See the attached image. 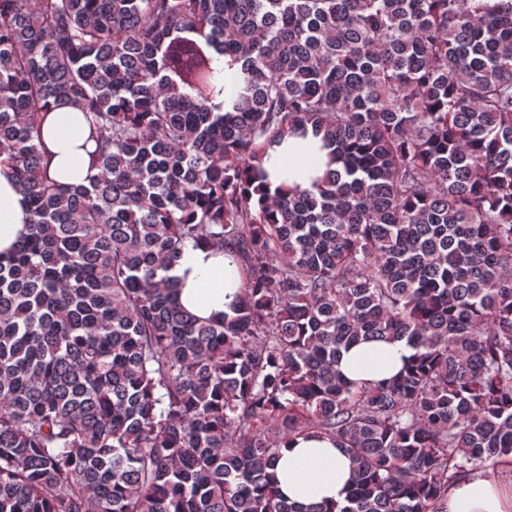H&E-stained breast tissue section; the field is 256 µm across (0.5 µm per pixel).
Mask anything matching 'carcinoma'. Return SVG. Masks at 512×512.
Returning a JSON list of instances; mask_svg holds the SVG:
<instances>
[{"mask_svg": "<svg viewBox=\"0 0 512 512\" xmlns=\"http://www.w3.org/2000/svg\"><path fill=\"white\" fill-rule=\"evenodd\" d=\"M61 104L84 185L49 175ZM309 134L323 175L270 191L268 149ZM0 164L29 204L0 512H447L512 466V0H0ZM199 241L243 272L218 320L169 276ZM403 340L390 381L338 369ZM310 434L353 464L342 504L279 492ZM82 114L69 106L49 112L43 121V143L50 157L49 175L63 185L84 184L90 171L89 152L95 149Z\"/></svg>", "mask_w": 512, "mask_h": 512, "instance_id": "1", "label": "carcinoma"}]
</instances>
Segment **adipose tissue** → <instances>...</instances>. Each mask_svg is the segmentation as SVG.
<instances>
[{
    "instance_id": "ef3b65f1",
    "label": "adipose tissue",
    "mask_w": 512,
    "mask_h": 512,
    "mask_svg": "<svg viewBox=\"0 0 512 512\" xmlns=\"http://www.w3.org/2000/svg\"><path fill=\"white\" fill-rule=\"evenodd\" d=\"M90 134L82 114L64 106L43 121V143L50 157L49 175L64 185L84 183L90 176ZM318 139L288 137L271 150L264 167L272 183L310 186L318 175ZM27 204L12 170L0 165V254H9L25 228ZM170 274L177 281L180 305L201 318L223 316L240 286V270L232 258L205 243L188 244ZM412 353L405 342L360 343L344 352L343 375L354 382H373L394 376ZM275 476L289 501L306 506L343 500L351 465L335 443L325 438L300 437L281 446ZM448 512H512V487L476 471L448 490Z\"/></svg>"
}]
</instances>
